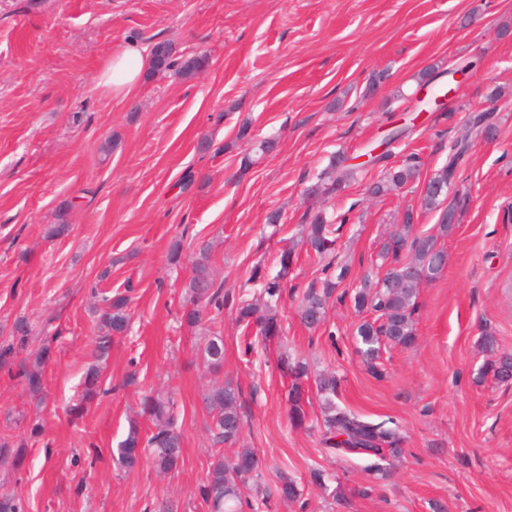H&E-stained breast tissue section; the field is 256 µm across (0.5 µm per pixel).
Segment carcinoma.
Returning <instances> with one entry per match:
<instances>
[{
	"instance_id": "carcinoma-1",
	"label": "carcinoma",
	"mask_w": 512,
	"mask_h": 512,
	"mask_svg": "<svg viewBox=\"0 0 512 512\" xmlns=\"http://www.w3.org/2000/svg\"><path fill=\"white\" fill-rule=\"evenodd\" d=\"M209 64L205 54L181 59L175 56L171 45L165 42L155 44L152 51V70L155 73L173 71L190 78L204 70ZM452 154L448 164L428 179L429 189L421 196L420 205L428 211H441L449 220L435 226V232L425 235L414 233L413 215L405 213L403 223L382 243L378 256L387 268L382 287L364 279L353 290L350 299L359 312H368L371 319L360 323L356 329L357 349L367 369L379 372V360L384 346L391 344L408 349L415 343L413 314L416 310V298L420 280H434L443 268V251L435 249L439 240L448 236L452 221L457 219L455 204L447 203L448 180L453 176L457 157L464 147L451 146ZM345 159L337 154L330 159L328 166L321 172L319 187L325 194H333L345 188L354 178L356 167L344 165ZM418 164L412 160L397 167L385 169L382 175L369 184L373 195H382L400 189L417 178ZM305 244L308 250L322 262V286L311 287L303 295L300 318L309 328L325 324V309L339 283L348 269L336 267V229L322 212L315 213L310 224L306 225ZM292 251L280 255L279 270L274 274L258 275L253 272L250 280L258 282L259 297L240 298L238 303V321L245 326H256L263 340H270L282 331L278 305L285 290V280L291 264ZM210 251L201 245L192 273L185 285L187 291L182 304V320L190 327L202 323L203 314L209 308H224V285L217 283L209 272ZM419 271L415 276L410 273L409 265ZM100 335L95 343V357L106 359L112 343V335L124 332L128 327L127 298L117 296L105 299V307L98 317ZM480 347L494 356L487 362L484 371L492 375L499 383L512 382V352L499 350L497 337L491 329L484 330L480 337ZM15 344H0V368L14 372L24 382L30 394L40 395L43 384V369L49 359L48 348H41L33 363L15 362ZM202 357L206 369L219 372L224 366V336L215 333L207 337L202 348ZM282 371L292 378L288 394V418L293 426L303 423L305 413L302 405L301 379L307 376L308 366L286 357L280 359ZM101 367L90 366L84 375L83 399L89 400L95 395L105 394L101 386ZM337 380L334 375H323L317 381V391L321 396L323 418V444L326 448L360 456L369 461L367 469L382 477L386 468L382 462L389 455L400 451L401 436L394 428L384 422L375 423L347 411L333 400ZM240 389L232 383H218L211 386L205 395L206 407L211 414L207 429L212 445L218 453L208 471L206 482L199 488V496L207 512H243L250 504L244 496L249 488L248 481L259 476L262 461L250 448H239L234 456L224 457V447H233L240 441L244 428V414L241 411ZM175 402L171 395L153 393L143 397L141 413L149 418L154 430L147 438L153 463L158 472L167 475L177 473L183 466L182 436L178 430ZM141 436L137 428H132L127 438L116 449L117 462L127 472L135 470L141 461ZM254 500L265 503L271 494L283 500H295L301 495L297 481L288 476L280 477L275 490L260 485L253 488Z\"/></svg>"
}]
</instances>
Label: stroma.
<instances>
[{"label": "stroma", "mask_w": 512, "mask_h": 512, "mask_svg": "<svg viewBox=\"0 0 512 512\" xmlns=\"http://www.w3.org/2000/svg\"><path fill=\"white\" fill-rule=\"evenodd\" d=\"M131 41L147 53L159 42L204 53L209 65L190 78L154 74L127 98L97 90L99 70ZM465 60L477 68L453 79ZM381 71L387 80L365 96ZM423 72L446 105L419 100ZM476 109L490 113V135L473 131ZM402 126L407 134L391 139ZM270 137L275 149L241 170ZM457 142L467 150L448 188L458 221L440 241L445 266L419 290L415 346L384 351L374 377L347 293L376 274L405 211L415 233L432 232L439 214L421 209V183ZM377 146L393 166L416 156L419 183L369 196L375 165L340 195L311 194L333 153ZM319 210L349 217L336 244L344 296L330 298L324 330L299 316L322 278L302 241ZM63 219L68 232L49 236ZM204 242L224 307L192 328L180 305ZM289 248L282 333L245 353L238 297L252 270L269 271ZM117 294L131 320L103 364L109 392L71 415L95 361L100 299ZM20 318L30 340L19 359L50 349L40 397L0 370V441L23 452L20 467L0 464V497L23 512H156L165 502L205 512L199 488L215 450L203 395L218 379L243 394L240 445L263 460L264 482L285 475L302 488L265 512H512V384L482 376L478 345L489 326L512 351V0H0V340ZM211 332L224 337L218 374L201 358ZM284 354L308 366L299 427L288 420ZM331 372L337 404L400 433L388 478L325 450L315 380ZM153 390L172 392L180 412L184 464L174 475L147 454L131 473L112 459L131 424L150 432L140 401Z\"/></svg>", "instance_id": "1"}]
</instances>
